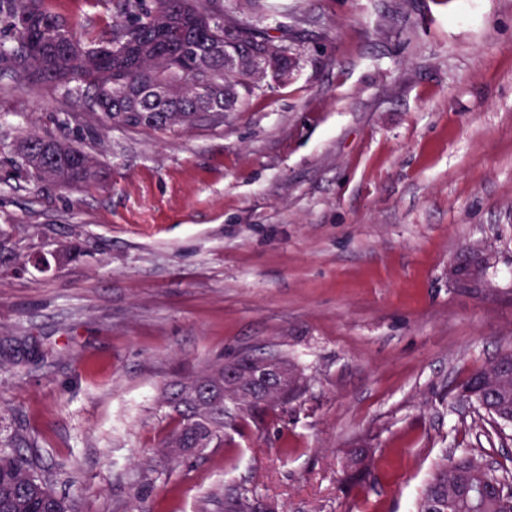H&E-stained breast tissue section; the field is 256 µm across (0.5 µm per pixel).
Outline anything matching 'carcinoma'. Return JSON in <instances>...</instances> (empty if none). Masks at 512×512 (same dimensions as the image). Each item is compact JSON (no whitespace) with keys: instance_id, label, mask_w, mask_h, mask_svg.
Listing matches in <instances>:
<instances>
[{"instance_id":"cac0c4a2","label":"carcinoma","mask_w":512,"mask_h":512,"mask_svg":"<svg viewBox=\"0 0 512 512\" xmlns=\"http://www.w3.org/2000/svg\"><path fill=\"white\" fill-rule=\"evenodd\" d=\"M282 12L280 0H112V29L87 40L76 24L57 14L49 0H0V59L26 76L51 82L66 92L76 89L88 105L113 125L143 130H173L210 112H234L259 91L278 88L277 79L257 74L247 62L224 66V55L208 48L224 41L210 13L242 24L239 55L264 51L267 42L285 41L254 24L245 10ZM55 139L32 131L18 147L21 165L42 185L92 186L99 178L94 159L67 144L55 157ZM17 259L16 243L0 231V275ZM258 358L245 354L236 365L243 382L224 387V363L213 362L196 376L164 389L162 398L175 412L176 424L158 454L172 462L207 448L224 447V398L237 400L242 414L297 398L307 380L286 368L278 386L249 379ZM460 398L497 433L512 427V345L495 360L472 371L460 384ZM0 512H72L57 496L46 470L32 452L0 439ZM415 512H512V471L486 463L470 450L446 455L425 485Z\"/></svg>"}]
</instances>
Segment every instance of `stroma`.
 I'll return each mask as SVG.
<instances>
[{"label": "stroma", "mask_w": 512, "mask_h": 512, "mask_svg": "<svg viewBox=\"0 0 512 512\" xmlns=\"http://www.w3.org/2000/svg\"><path fill=\"white\" fill-rule=\"evenodd\" d=\"M286 2L252 19L289 28L297 71L219 125H109L0 63V229L82 247L0 278V435L74 512H224L244 488L255 512H413L454 449L512 470V439L453 391L512 343V0ZM31 131L94 155L98 183L38 186L15 152ZM476 253L485 281H451ZM244 351L306 392L157 457L162 387Z\"/></svg>", "instance_id": "1"}]
</instances>
